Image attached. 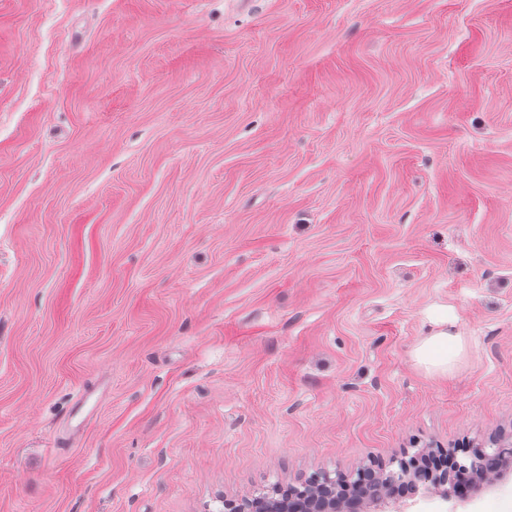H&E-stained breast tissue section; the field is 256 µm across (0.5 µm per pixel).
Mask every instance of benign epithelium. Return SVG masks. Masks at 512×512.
Wrapping results in <instances>:
<instances>
[{"instance_id":"7a95c632","label":"benign epithelium","mask_w":512,"mask_h":512,"mask_svg":"<svg viewBox=\"0 0 512 512\" xmlns=\"http://www.w3.org/2000/svg\"><path fill=\"white\" fill-rule=\"evenodd\" d=\"M505 457H512V434L457 448L452 453L438 449L423 463L416 455L387 463L371 457L368 464L349 475L314 473L303 483L304 490L289 486L279 498L226 499L224 512H356L355 505L365 498L403 495L410 473L420 484L440 478L453 484L457 494L462 495L473 475L495 471Z\"/></svg>"}]
</instances>
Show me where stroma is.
<instances>
[{
  "label": "stroma",
  "mask_w": 512,
  "mask_h": 512,
  "mask_svg": "<svg viewBox=\"0 0 512 512\" xmlns=\"http://www.w3.org/2000/svg\"><path fill=\"white\" fill-rule=\"evenodd\" d=\"M510 432L512 0H0V512ZM366 510L512 512V462ZM452 320H441L437 328L414 349L416 363L429 375H448L462 355L465 343Z\"/></svg>",
  "instance_id": "obj_1"
}]
</instances>
